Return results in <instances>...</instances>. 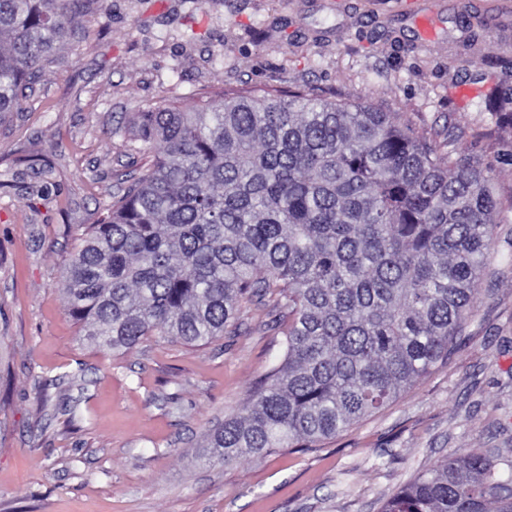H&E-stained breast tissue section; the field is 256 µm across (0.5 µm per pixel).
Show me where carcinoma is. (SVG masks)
I'll return each instance as SVG.
<instances>
[{"mask_svg": "<svg viewBox=\"0 0 512 512\" xmlns=\"http://www.w3.org/2000/svg\"><path fill=\"white\" fill-rule=\"evenodd\" d=\"M96 0H0V114L15 112ZM150 160L65 264L83 339L209 343L245 304L284 322L283 360L209 436L224 463L311 448L448 358L493 242L488 175L385 112L228 87L224 101L152 107ZM481 452L448 456L383 512H512Z\"/></svg>", "mask_w": 512, "mask_h": 512, "instance_id": "1", "label": "carcinoma"}]
</instances>
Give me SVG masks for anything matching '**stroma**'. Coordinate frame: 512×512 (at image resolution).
<instances>
[{
  "instance_id": "1",
  "label": "stroma",
  "mask_w": 512,
  "mask_h": 512,
  "mask_svg": "<svg viewBox=\"0 0 512 512\" xmlns=\"http://www.w3.org/2000/svg\"><path fill=\"white\" fill-rule=\"evenodd\" d=\"M0 119V512H381L424 467L512 459V0H99ZM388 113L491 176L492 262L451 355L315 448L232 464L210 433L283 355L266 309L204 344L86 343L59 288L142 172L133 119L225 88Z\"/></svg>"
}]
</instances>
